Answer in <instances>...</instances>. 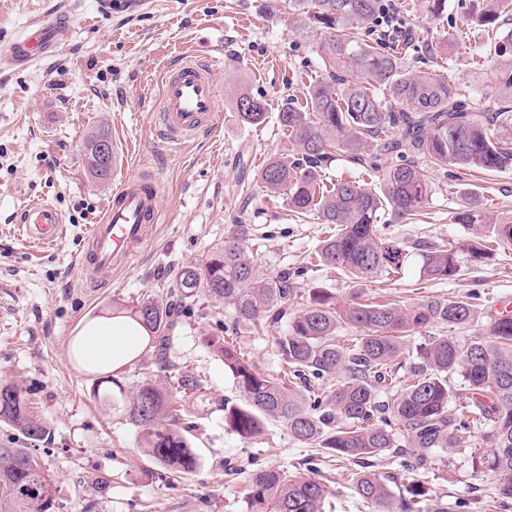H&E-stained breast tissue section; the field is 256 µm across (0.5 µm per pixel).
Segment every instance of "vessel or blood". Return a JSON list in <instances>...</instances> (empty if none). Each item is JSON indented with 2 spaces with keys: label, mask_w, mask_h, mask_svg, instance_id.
Masks as SVG:
<instances>
[{
  "label": "vessel or blood",
  "mask_w": 512,
  "mask_h": 512,
  "mask_svg": "<svg viewBox=\"0 0 512 512\" xmlns=\"http://www.w3.org/2000/svg\"><path fill=\"white\" fill-rule=\"evenodd\" d=\"M70 31L67 18H35L14 38L0 66L24 70L54 55ZM219 90L212 64L185 57L166 68L160 85L154 125L169 143L189 139L202 130L217 127ZM26 236L34 243L53 245L62 230L63 216L51 204L27 205L17 217ZM159 221V187L145 171L124 179L114 193L100 224L89 234L90 252L85 260L94 275L125 268L135 250L147 238L150 225Z\"/></svg>",
  "instance_id": "obj_1"
}]
</instances>
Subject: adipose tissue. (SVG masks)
Instances as JSON below:
<instances>
[{"mask_svg": "<svg viewBox=\"0 0 512 512\" xmlns=\"http://www.w3.org/2000/svg\"><path fill=\"white\" fill-rule=\"evenodd\" d=\"M146 333L121 314H103L85 321L75 332L73 355L83 369L107 372L132 360L145 345Z\"/></svg>", "mask_w": 512, "mask_h": 512, "instance_id": "1", "label": "adipose tissue"}]
</instances>
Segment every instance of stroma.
I'll return each instance as SVG.
<instances>
[{"instance_id":"obj_1","label":"stroma","mask_w":512,"mask_h":512,"mask_svg":"<svg viewBox=\"0 0 512 512\" xmlns=\"http://www.w3.org/2000/svg\"><path fill=\"white\" fill-rule=\"evenodd\" d=\"M475 3L448 0L439 17L426 0H396V7L404 25L429 40L442 41L457 24L466 44L480 50L492 34L477 21ZM48 13L74 17L57 54L27 70H0V382L22 387L46 427L37 454L55 480V512H248L245 493L254 472L310 468L335 492L337 512H373L348 482L353 464L299 444L276 422L249 440L225 427L221 404L238 392L212 343L232 324L230 308L199 300L174 331L167 367L158 368L144 350L120 369L129 392L147 376L203 379L202 396L179 401L178 418L188 427L199 465L177 480L147 455L141 429L106 396L94 395L95 375L71 356L73 333L85 318L164 297L177 270L204 259L234 223L256 225L265 235L267 272L305 264L326 236L325 226L291 212L286 194L265 191L258 171L290 149L277 114L288 102L305 106L320 69L316 36L302 30L288 0H146L109 16L98 12L96 0H0V52L31 18ZM192 55L217 63L223 121L217 131L171 146L157 138L152 114L165 67ZM242 90L263 100L262 125L239 122L233 103ZM102 130L118 155L106 181L92 176L85 156L86 141ZM144 168L160 186V221L128 267L90 278L80 262L90 228L102 220L117 186ZM432 178L429 222L395 227L409 241L455 250L483 241L482 225L450 220L471 191L494 210L512 211V171L441 170ZM38 199L65 220L47 248L30 243L13 221ZM460 261L459 276L449 281H420L413 257L401 277L377 278L361 288L335 268L317 267L296 279L289 307L298 309L315 285L330 288L343 303L357 293L379 302L472 294L481 321H488L502 299L512 298V250L484 263L465 254ZM236 347L258 370L277 371L271 337L245 330ZM483 445L482 432L474 429L461 433L453 450L435 452L423 468L410 471L393 458L376 469L397 484H420L426 501L444 498L451 512H512V501L495 502V477L473 470L472 457Z\"/></svg>"}]
</instances>
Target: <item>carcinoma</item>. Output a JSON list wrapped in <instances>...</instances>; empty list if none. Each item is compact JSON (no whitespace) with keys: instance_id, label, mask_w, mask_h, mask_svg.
Masks as SVG:
<instances>
[{"instance_id":"cac0c4a2","label":"carcinoma","mask_w":512,"mask_h":512,"mask_svg":"<svg viewBox=\"0 0 512 512\" xmlns=\"http://www.w3.org/2000/svg\"><path fill=\"white\" fill-rule=\"evenodd\" d=\"M304 28L319 35L321 72L307 87L306 107L283 105L277 120L292 153L274 156L258 181L268 191H288V207L335 226L322 239L317 260L353 283L398 274L411 251L419 256V280L458 276L457 252L393 234L395 223L412 224L432 196L430 169L454 167L484 173L512 170V0H484L478 21L498 32L489 51L496 64L494 111L470 102L443 66L442 51L456 50L457 37L433 43L406 32L390 40L375 34L382 0H288ZM424 50L429 69L407 65ZM238 120L256 126L266 118L261 99L248 92L234 101ZM346 158L378 185L334 180L336 161ZM455 224H482L490 238L512 248V211L495 214L470 199L452 216ZM262 241L251 224H235L201 265L182 267L164 303L146 298L123 310L146 328L163 366L178 319L202 293L233 310V329L260 326L275 331L283 376L259 371L224 342L217 353L241 399L224 401V425L242 438L260 434L269 421L283 424L298 443L323 449L338 462L360 464L353 488L376 512H448L441 500L422 510L424 491L407 483L402 494L370 467L410 456L423 467L437 450L457 447L458 433L481 425L489 451L473 467L499 477L497 495L512 499V316L477 323L476 305L455 297H427L408 305L361 300L344 304L329 288L307 290L301 307L288 313L301 270L260 271ZM478 328L467 336H432L413 348L410 333L434 327ZM361 333L336 342L339 328ZM407 380L398 377L405 363ZM460 379L459 388L450 384ZM113 408L143 431L147 454L180 477L198 459L172 407L173 395H198L202 383L182 376L162 387L151 380L126 395L115 375L98 378ZM461 408L450 407L454 398ZM22 439L0 442V512H51L56 486L36 454L46 427L27 409L22 389L0 383V423ZM333 491L304 473L261 470L247 493L250 512H335Z\"/></svg>"}]
</instances>
